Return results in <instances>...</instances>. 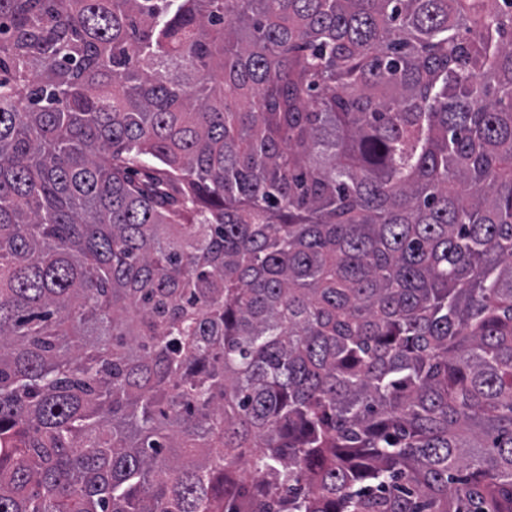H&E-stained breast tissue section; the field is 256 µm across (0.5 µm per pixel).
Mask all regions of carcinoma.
Listing matches in <instances>:
<instances>
[{
  "label": "carcinoma",
  "instance_id": "cac0c4a2",
  "mask_svg": "<svg viewBox=\"0 0 512 512\" xmlns=\"http://www.w3.org/2000/svg\"><path fill=\"white\" fill-rule=\"evenodd\" d=\"M0 512H512V0H0Z\"/></svg>",
  "mask_w": 512,
  "mask_h": 512
}]
</instances>
